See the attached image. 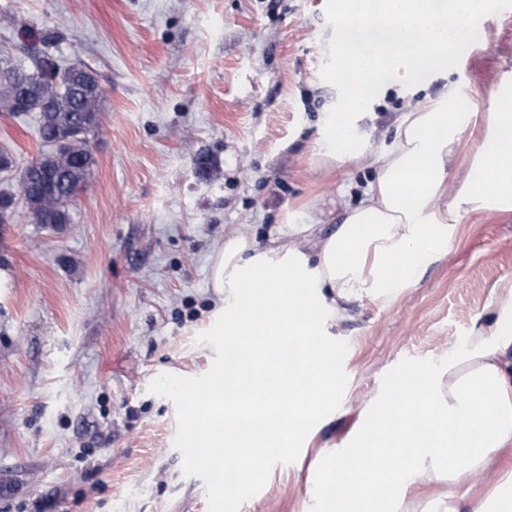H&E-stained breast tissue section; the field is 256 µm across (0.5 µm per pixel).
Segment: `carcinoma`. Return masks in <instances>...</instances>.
Listing matches in <instances>:
<instances>
[{"mask_svg": "<svg viewBox=\"0 0 512 512\" xmlns=\"http://www.w3.org/2000/svg\"><path fill=\"white\" fill-rule=\"evenodd\" d=\"M97 72L81 63L61 68L54 56L33 57L26 71L0 52V112L39 113L38 134L45 150L22 169L40 187L20 196L32 221L69 224L80 192L89 184L95 158L89 140L100 129L104 95Z\"/></svg>", "mask_w": 512, "mask_h": 512, "instance_id": "carcinoma-1", "label": "carcinoma"}]
</instances>
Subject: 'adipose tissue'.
I'll list each match as a JSON object with an SVG mask.
<instances>
[{
    "label": "adipose tissue",
    "instance_id": "adipose-tissue-1",
    "mask_svg": "<svg viewBox=\"0 0 512 512\" xmlns=\"http://www.w3.org/2000/svg\"><path fill=\"white\" fill-rule=\"evenodd\" d=\"M341 21L334 42L351 86L350 109L329 117L330 148L311 166L331 174L359 157L355 120L379 88L375 72L406 78L448 71L466 47L460 36L473 0H336ZM363 49L374 66L351 62ZM474 119L455 88L403 113L391 145L376 154V178L345 210L335 232L292 224L270 246L244 233L217 250L212 286L220 295L225 335L249 329L247 356L225 355L224 381L191 411L208 447L242 449V470L259 468L326 421L336 396L327 326L348 319L347 302H388L411 287L423 265L439 261L460 213L512 221V84L492 93L481 144L466 150L462 134ZM469 163L461 182L449 171ZM258 277L262 303L244 290ZM497 312L463 346L401 374L406 391H384L325 456L322 485H340L328 512H407L410 493L424 490L421 512H502L512 502V279L496 287ZM288 367L285 375L276 374ZM401 402L398 420L377 408Z\"/></svg>",
    "mask_w": 512,
    "mask_h": 512
}]
</instances>
